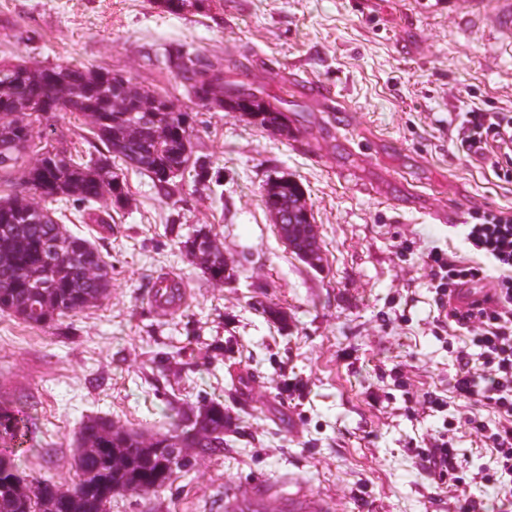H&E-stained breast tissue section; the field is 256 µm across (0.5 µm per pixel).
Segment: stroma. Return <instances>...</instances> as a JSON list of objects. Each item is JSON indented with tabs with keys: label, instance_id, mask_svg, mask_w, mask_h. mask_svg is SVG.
I'll use <instances>...</instances> for the list:
<instances>
[{
	"label": "stroma",
	"instance_id": "1",
	"mask_svg": "<svg viewBox=\"0 0 512 512\" xmlns=\"http://www.w3.org/2000/svg\"><path fill=\"white\" fill-rule=\"evenodd\" d=\"M512 0H212L172 15L158 0H0V63L79 62L121 74L194 114L192 157L169 193L123 168L126 202L107 224L74 223L112 266L109 297L51 327L0 313V404L30 408L15 451L25 473L68 486L81 421L105 417L145 437L177 412L224 406V449L159 490L113 497L110 512H224L226 498L268 507L299 494L329 512H457L462 496L497 512L494 487H439L417 455L463 402L449 399L454 347L437 320L427 254H464L448 208L512 211V182L458 149L461 115L512 117ZM223 65L224 77L280 96L284 138L250 116L197 104L169 52ZM334 86L352 113L310 81ZM82 117L34 123L44 140L86 149ZM297 181L317 228L312 267L279 239L267 182ZM209 232L230 279L209 280L183 242ZM186 287L180 310L153 309L158 274ZM466 474L493 470L489 442L457 424Z\"/></svg>",
	"mask_w": 512,
	"mask_h": 512
}]
</instances>
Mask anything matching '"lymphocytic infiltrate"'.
Listing matches in <instances>:
<instances>
[{"label": "lymphocytic infiltrate", "instance_id": "f902f5d3", "mask_svg": "<svg viewBox=\"0 0 512 512\" xmlns=\"http://www.w3.org/2000/svg\"><path fill=\"white\" fill-rule=\"evenodd\" d=\"M460 140L465 153L488 160L497 178L512 182V120L499 112H470ZM463 242L472 259L430 251L425 263L436 293L438 321L469 343L457 348L453 389L467 408L465 423L486 429L483 408L494 409L498 422L489 431L490 451L497 469L480 474L494 483L503 501L512 505V213L485 210L471 213L462 226ZM493 286L468 307L454 305L459 288L480 280ZM425 467L440 482L461 485L466 475L450 440L438 437L421 452Z\"/></svg>", "mask_w": 512, "mask_h": 512}]
</instances>
